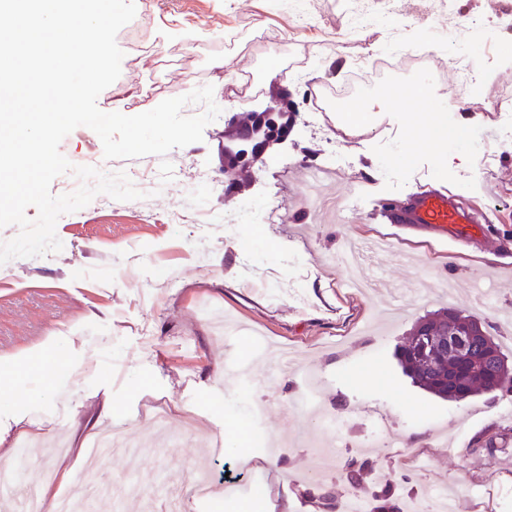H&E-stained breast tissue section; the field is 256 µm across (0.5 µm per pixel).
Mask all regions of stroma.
Returning a JSON list of instances; mask_svg holds the SVG:
<instances>
[{
  "label": "stroma",
  "mask_w": 512,
  "mask_h": 512,
  "mask_svg": "<svg viewBox=\"0 0 512 512\" xmlns=\"http://www.w3.org/2000/svg\"><path fill=\"white\" fill-rule=\"evenodd\" d=\"M134 52L125 37L120 77L98 97L136 115L210 85L226 112L201 142L108 160L95 132L72 131L60 144L75 165L125 173L143 197L97 195L63 214L58 252L0 265V356H20L56 333L69 337L64 359L0 381V417L40 441L64 438L67 454L28 459L27 480L47 468L70 478L91 469L87 443L105 423H123L143 446L139 488L89 512H168L151 475L166 471L190 485L205 464L216 486L233 482L255 512H324L306 491L322 486L338 501L390 488L404 505L425 487L460 481L455 512H512V395L460 402L413 385L394 357L414 323L452 308L480 319L512 357V143L503 107H512V0H150ZM277 39L266 54L253 37ZM419 46L399 81L423 85L421 102L370 94L374 111L321 112L314 84L342 91L356 62ZM476 54L485 71L471 92L459 85L456 52ZM228 58L226 67L215 62ZM253 81L254 97L225 103L224 87ZM285 107V143L227 170L224 146L237 136L229 114L253 102ZM441 104L459 136L444 149L406 155L408 121L422 104ZM174 178L163 182L160 164ZM443 189L489 226L458 246L421 227L390 224L388 206ZM288 203L287 222L273 214ZM394 241L375 259L388 280L356 291L337 264L344 242ZM258 329L272 349L253 363L252 386L227 374L226 337L217 319ZM291 352L290 373L278 351ZM380 370L381 378L366 379ZM262 401L254 416L253 401ZM168 403L171 439L158 438L142 409ZM504 433L494 449L464 457L485 429ZM223 435L259 458L241 471L234 452L205 456L200 440ZM335 469L317 472L324 448Z\"/></svg>",
  "instance_id": "stroma-1"
}]
</instances>
